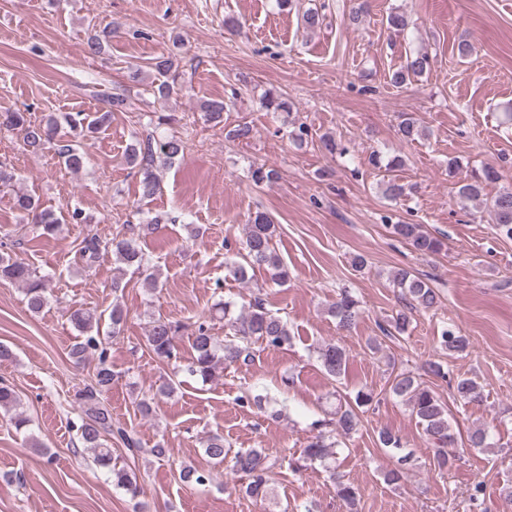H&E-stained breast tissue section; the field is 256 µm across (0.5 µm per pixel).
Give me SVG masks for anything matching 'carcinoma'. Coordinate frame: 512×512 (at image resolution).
Listing matches in <instances>:
<instances>
[{
  "label": "carcinoma",
  "mask_w": 512,
  "mask_h": 512,
  "mask_svg": "<svg viewBox=\"0 0 512 512\" xmlns=\"http://www.w3.org/2000/svg\"><path fill=\"white\" fill-rule=\"evenodd\" d=\"M430 68L429 56L425 53H411L406 56L404 64L390 78L396 87L407 85L411 79L418 77ZM149 69L156 71L162 81L152 86V94L157 103H165L172 95L182 91L181 58L173 53L161 54L149 62ZM262 107L268 112L290 113L292 104L287 98L272 91L261 97ZM130 107V97L126 90L116 91L105 100V107L90 115L83 112L66 113L62 117L52 116L37 123L31 120L26 112H1L0 128L17 132L24 147L38 150L51 142L55 143L58 155L66 166L73 170L83 167L84 156L78 152L70 141L58 137L62 127L66 126L73 136L96 134L108 128L115 112H125ZM227 102L223 98L207 100L202 104V111L207 121L221 123ZM172 117L161 112L149 118L153 131L146 139L138 142L125 154L126 164L138 170L141 196L150 198L161 191L160 180L156 170L170 165L184 155L185 142L174 133L157 131L171 124ZM398 135L404 141H415L425 136V129L418 120L405 116L398 125ZM370 163L378 168L394 172L404 166L398 156L389 157L378 151L369 156ZM251 178L255 185H261L278 178V172L264 164L251 166ZM502 174L491 163H485L479 169L471 171L457 188L462 205L476 202L483 196L484 186L496 182ZM383 193L392 200H399L413 190V186L402 183L392 176L383 183ZM484 206L489 210L495 224L496 234L502 238L512 239V188H504L491 198L485 199ZM16 208L23 218L31 220L45 237L55 236L63 224H86L88 218L78 207L67 210L58 216L54 212L40 208L28 195H20L16 199ZM125 232L117 233L110 239H102L92 234L83 238L78 249L79 261L84 267H92L104 253L112 254L115 263L145 274V282L155 287L158 281L157 269L151 265L150 257L143 251L139 239L159 229V219L133 222L126 220ZM391 234L407 241L414 251L423 257L440 254L445 246V238L425 231L420 224L397 223L388 225ZM276 225L273 218L264 211L251 214L246 224L244 242L245 254L239 260L226 263L228 274L235 280L247 282L251 280L249 272L263 268L268 273L269 281L282 285L288 282L290 272L288 265L276 252L273 239ZM0 279L18 282L24 287L27 307L32 313H40L48 304V278L38 276L28 265L18 261L6 252L8 243L0 242ZM394 286L402 289L405 304L392 317L389 327L382 329L387 337L403 335L407 332L414 319V314L423 310L434 309L438 303V294L424 280L414 277L403 268L390 273ZM329 313L340 328L349 330L355 326L360 315L359 301L349 291H342L330 305ZM108 319L112 334L100 333L102 319ZM127 320V312L119 299H114L108 314H98L90 309L78 308L70 311L69 321L80 333L81 339L71 348V356L76 362L89 357L97 358V367L90 381L76 391L77 420L70 425L77 431L83 446L94 453V461L112 474L113 484L124 490L135 499L143 493L140 477L130 465L119 467L112 463V441L120 443L125 450L127 460L136 462L141 453L147 451L160 458L166 454L162 443L153 448H142L137 433L124 426L112 417L111 407L105 403L103 395L111 390L118 380V374L112 370L108 362V338L122 333ZM233 335L224 338L220 343L211 334L206 318H201L193 326L166 319H155L144 339V346L157 360L168 363L179 359L177 340L190 331L189 340L193 357L187 366L192 376L199 377L207 383L215 378L218 370L232 365H246L253 360V344L261 341L268 347L279 348L288 344L291 335L287 323L267 309L264 300L255 297L248 302L247 310L235 318L228 320ZM441 350L450 355H462L469 349V339L456 327H444L438 337ZM319 360L326 374L338 378L346 370L345 350L336 344H327L319 349ZM426 372L433 377L448 381L453 395L467 403L477 402L481 398L478 383L471 377L452 375L444 369L443 364L435 361L427 363ZM176 382L169 380L163 383L154 394L145 396L138 403L142 413L151 411V403L158 396H169L175 392ZM389 392L401 398L411 406V413L416 424L432 441L437 467L443 470L452 465L453 449L457 444V436L449 422L447 405L441 400L434 388L426 382L408 374L398 373L391 380ZM376 395L371 390H358L354 395L347 396L344 405L329 420L318 419L312 423L317 434L311 437L302 450L303 461L311 464L319 461L326 465L332 481L336 497L346 508L353 509L358 500V489L342 479L336 472V466L330 464L335 458V447L341 440L357 430L359 425V409L372 405ZM17 403L16 392L10 385L0 379V409L10 411ZM379 445L393 451L403 448L402 439L389 429L378 434ZM205 455L216 463L226 459L224 437L213 435L204 442ZM410 463V455L398 456L394 468L388 471L385 480L390 484L399 483ZM276 461L257 448H240L232 458V468L241 475L243 490L250 498L263 501L269 495L270 482ZM180 478L185 483L202 485L207 482L209 474L204 469L185 466L180 469Z\"/></svg>",
  "instance_id": "cac0c4a2"
}]
</instances>
